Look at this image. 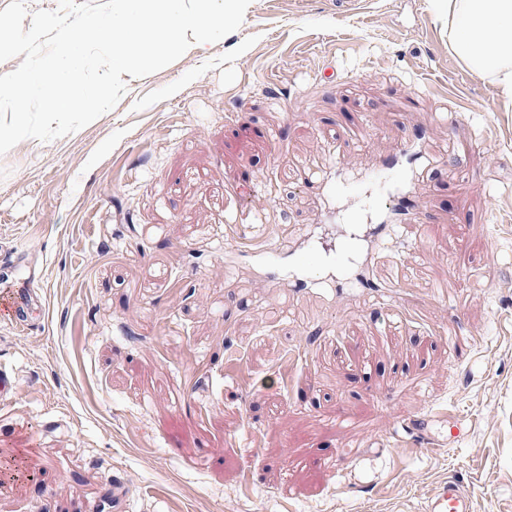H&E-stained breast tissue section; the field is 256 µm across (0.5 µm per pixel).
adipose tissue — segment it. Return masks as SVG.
<instances>
[{"label": "adipose tissue", "mask_w": 512, "mask_h": 512, "mask_svg": "<svg viewBox=\"0 0 512 512\" xmlns=\"http://www.w3.org/2000/svg\"><path fill=\"white\" fill-rule=\"evenodd\" d=\"M438 2L447 15L450 52L512 102V0Z\"/></svg>", "instance_id": "ef3b65f1"}]
</instances>
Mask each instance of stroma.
I'll return each instance as SVG.
<instances>
[{"mask_svg": "<svg viewBox=\"0 0 512 512\" xmlns=\"http://www.w3.org/2000/svg\"><path fill=\"white\" fill-rule=\"evenodd\" d=\"M353 2L253 0L76 135L0 155V263L44 307L26 332L0 319V458L36 474L0 486V512H422L451 474L474 512H512V105L449 52L432 0ZM236 125L282 140L234 150ZM417 129L441 158L417 194L426 237L369 264L289 175L364 171ZM243 173L263 184L245 203L224 192ZM243 210L263 223H225ZM301 235L335 250L295 323L270 316L269 282L301 278ZM421 250L405 287L443 283L460 311L420 302L386 337L337 295ZM455 317L461 361L440 337ZM346 441L355 461L322 478Z\"/></svg>", "mask_w": 512, "mask_h": 512, "instance_id": "1", "label": "stroma"}]
</instances>
